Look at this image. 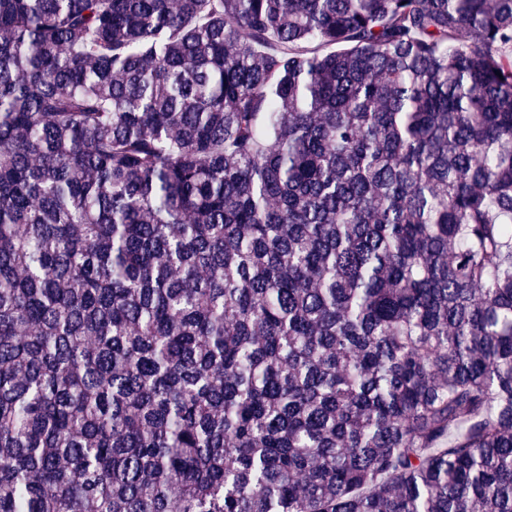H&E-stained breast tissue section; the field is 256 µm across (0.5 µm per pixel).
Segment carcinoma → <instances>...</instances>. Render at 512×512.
<instances>
[{
  "label": "carcinoma",
  "mask_w": 512,
  "mask_h": 512,
  "mask_svg": "<svg viewBox=\"0 0 512 512\" xmlns=\"http://www.w3.org/2000/svg\"><path fill=\"white\" fill-rule=\"evenodd\" d=\"M0 512H512V0H0Z\"/></svg>",
  "instance_id": "1"
}]
</instances>
